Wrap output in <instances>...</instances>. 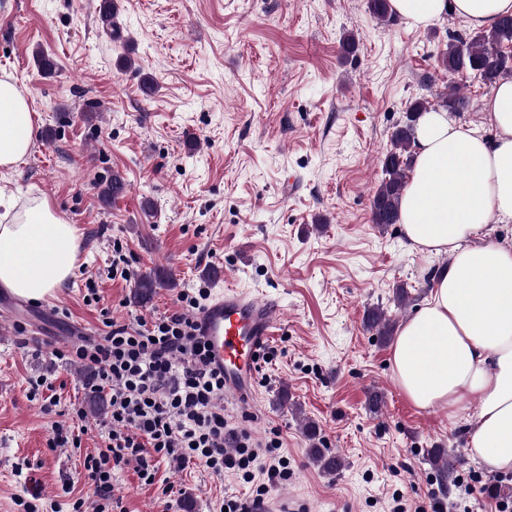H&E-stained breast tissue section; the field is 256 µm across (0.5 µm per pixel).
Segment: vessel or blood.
<instances>
[{"label":"vessel or blood","mask_w":512,"mask_h":512,"mask_svg":"<svg viewBox=\"0 0 512 512\" xmlns=\"http://www.w3.org/2000/svg\"><path fill=\"white\" fill-rule=\"evenodd\" d=\"M278 303L228 287L194 314L199 332L210 343L212 365L224 374V394L240 398L253 392L259 356L279 326Z\"/></svg>","instance_id":"vessel-or-blood-1"}]
</instances>
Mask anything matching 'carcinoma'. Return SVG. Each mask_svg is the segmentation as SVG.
Wrapping results in <instances>:
<instances>
[{
  "label": "carcinoma",
  "instance_id": "cac0c4a2",
  "mask_svg": "<svg viewBox=\"0 0 512 512\" xmlns=\"http://www.w3.org/2000/svg\"><path fill=\"white\" fill-rule=\"evenodd\" d=\"M370 14L379 21L388 22L392 13L388 0H368ZM512 47V16L499 20L489 32H480L473 36L456 35L449 39L448 45L439 57V64L448 73L452 84L448 91L441 94L439 107L448 112H462L468 106L467 98L461 94L459 83L474 79L491 87L505 77L512 76V54L504 47ZM432 109V105L417 99L408 108V122L397 127L391 134L390 148L381 160L383 178L371 201L372 223L388 227L399 220V204L410 178L413 164V146L415 118ZM122 195V179L114 173L104 183L100 191L101 199L109 203ZM166 279L158 272H146L139 276L133 290V298L138 303L149 302L156 288L164 285ZM365 322L368 328L377 330L380 336L392 335V321L378 307L367 311ZM310 453L320 468L335 473L343 466L342 459L323 448L313 447ZM429 461L439 475L440 481H452L457 460L445 448H433L429 451Z\"/></svg>",
  "mask_w": 512,
  "mask_h": 512
}]
</instances>
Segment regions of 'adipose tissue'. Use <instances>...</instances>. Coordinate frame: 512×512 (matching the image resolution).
I'll list each match as a JSON object with an SVG mask.
<instances>
[{
    "mask_svg": "<svg viewBox=\"0 0 512 512\" xmlns=\"http://www.w3.org/2000/svg\"><path fill=\"white\" fill-rule=\"evenodd\" d=\"M415 27L452 11L491 31L512 15V0H389ZM493 135L430 111L420 119L414 164L400 203L409 248L447 254L430 275V297L404 321L393 344V377L419 409L460 408L477 398L466 423L470 459L489 472H512V244L479 242L492 224L512 223V78L483 101ZM37 136L31 102L12 78L0 79V169L11 170ZM74 225L44 198L29 199L0 224V287L42 301L73 274Z\"/></svg>",
    "mask_w": 512,
    "mask_h": 512,
    "instance_id": "obj_1",
    "label": "adipose tissue"
}]
</instances>
